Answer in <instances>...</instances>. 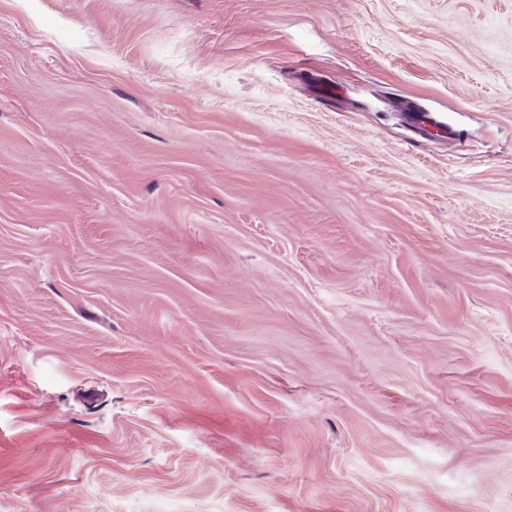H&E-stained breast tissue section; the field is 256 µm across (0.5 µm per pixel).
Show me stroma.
Instances as JSON below:
<instances>
[{"mask_svg":"<svg viewBox=\"0 0 512 512\" xmlns=\"http://www.w3.org/2000/svg\"><path fill=\"white\" fill-rule=\"evenodd\" d=\"M160 507L512 512V0H0V512Z\"/></svg>","mask_w":512,"mask_h":512,"instance_id":"1","label":"stroma"}]
</instances>
